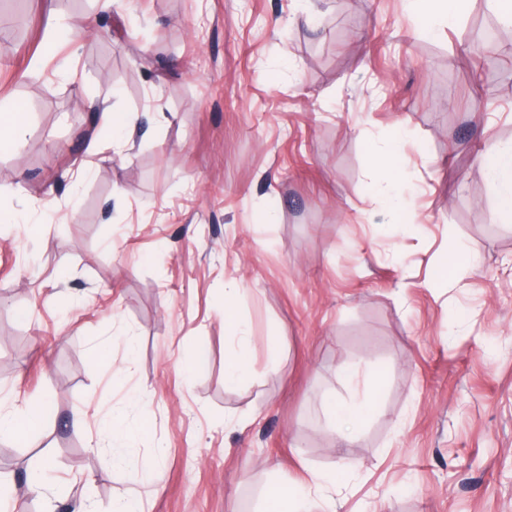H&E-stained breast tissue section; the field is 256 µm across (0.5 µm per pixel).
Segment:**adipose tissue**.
<instances>
[{
  "instance_id": "1",
  "label": "adipose tissue",
  "mask_w": 512,
  "mask_h": 512,
  "mask_svg": "<svg viewBox=\"0 0 512 512\" xmlns=\"http://www.w3.org/2000/svg\"><path fill=\"white\" fill-rule=\"evenodd\" d=\"M467 4L468 0H409L412 14L428 30L455 23ZM370 159L380 174L379 190L386 204L394 214H401L402 209L393 188L406 166L405 160L393 147L373 148ZM479 162L495 188L499 215L512 220V144L490 143L480 154ZM241 296L242 290L237 286L224 289V329L233 342L224 362V382L228 385L238 384L255 372L248 332L238 318ZM339 375L351 387L352 395L346 401L327 397L324 411L331 423L336 444L342 449L349 446L357 430L371 417L374 399L370 375L361 373L349 363L340 366ZM341 478L338 472H318L313 474V486L309 489L272 486L267 493L263 512H312V497L316 494L320 495L326 512H335L328 492Z\"/></svg>"
}]
</instances>
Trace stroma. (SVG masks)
<instances>
[{
    "label": "stroma",
    "instance_id": "35a3bbf8",
    "mask_svg": "<svg viewBox=\"0 0 512 512\" xmlns=\"http://www.w3.org/2000/svg\"><path fill=\"white\" fill-rule=\"evenodd\" d=\"M13 8L28 26L0 105L25 126L0 147V406L44 409L0 442L15 512L87 494L98 512L119 495L260 512L271 484L343 468L338 512H512V221L477 160L512 142V31L494 78L467 41L496 22L491 0L432 33L406 0H131L75 52L47 30L94 0ZM100 102L141 115L132 150L114 151ZM374 142L410 161L404 219ZM460 251L477 268L438 276ZM231 282L256 363L232 387ZM344 362L377 387L341 457L322 402L349 398ZM116 406L149 428L113 439ZM116 447L157 459L155 482L113 471ZM34 461L41 498L24 493ZM370 159L372 166L380 174L379 192L396 217L401 219L402 209L393 195V188L407 162L394 147H374L370 153Z\"/></svg>",
    "mask_w": 512,
    "mask_h": 512
}]
</instances>
